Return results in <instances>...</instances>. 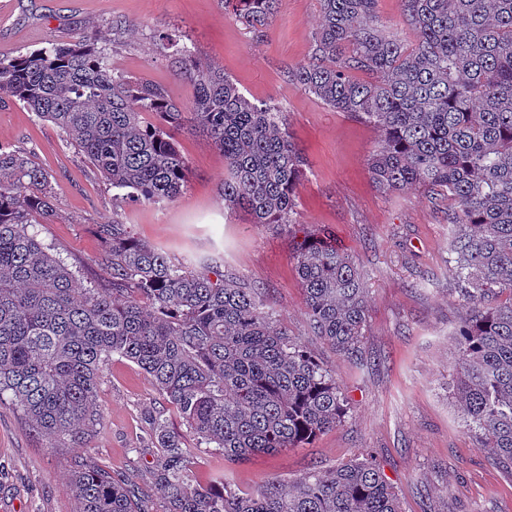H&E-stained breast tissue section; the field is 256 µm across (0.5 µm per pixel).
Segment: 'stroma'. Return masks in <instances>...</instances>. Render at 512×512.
I'll use <instances>...</instances> for the list:
<instances>
[{
  "instance_id": "stroma-1",
  "label": "stroma",
  "mask_w": 512,
  "mask_h": 512,
  "mask_svg": "<svg viewBox=\"0 0 512 512\" xmlns=\"http://www.w3.org/2000/svg\"><path fill=\"white\" fill-rule=\"evenodd\" d=\"M318 0H280L271 26L245 27L219 0H0V56L41 48L96 30L115 69L167 87L189 103L193 87L177 76L157 31H176L198 60L223 66L245 96L279 107L308 165L297 189V219L322 226L364 276L367 326L358 359L313 336L287 228L253 223L225 211L218 189L223 154L202 133L177 136L190 163L187 188L175 201L130 203L100 179L51 123L17 102L0 103V144L29 151L51 175L55 217L37 225L39 240L67 259L81 287L104 282L106 245L97 225L119 219L139 241L191 267L215 263L259 288L266 308L335 376L349 403L340 424L309 445L255 454L226 464L217 449L187 440L198 482L227 474L242 492L274 479L295 481L367 453L395 487L404 512H512V473L466 434L452 394L454 328L464 312L449 265L446 204L418 188L377 189L368 158L381 134L305 92L291 73L308 62ZM98 400L104 420L81 449L51 448L25 427L19 409L0 402V512H77L68 483L82 456L112 468L164 512L151 483L150 413L170 426L182 419L135 363L111 357Z\"/></svg>"
}]
</instances>
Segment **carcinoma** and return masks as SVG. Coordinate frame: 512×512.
Segmentation results:
<instances>
[{"label": "carcinoma", "instance_id": "obj_1", "mask_svg": "<svg viewBox=\"0 0 512 512\" xmlns=\"http://www.w3.org/2000/svg\"><path fill=\"white\" fill-rule=\"evenodd\" d=\"M278 2L221 0L254 30L271 25ZM319 4L311 60L293 79L380 130L369 158L379 189L418 187L448 201L450 262L466 308L454 333L453 395L481 447L512 471V0H401L411 45L380 19L378 0ZM157 39L193 84L186 105L113 69L91 31L0 57V103L52 123L132 203L183 193L189 161L174 132L198 128L224 154V209L297 226L306 159L283 113L251 102L223 67L201 63L168 32ZM53 196L44 168L0 145V401L17 400L48 447L82 448L100 427L97 392L113 355L146 372L190 435L230 464L298 448L342 421L348 402L336 378L235 274L191 268L114 219L98 225L108 292L76 287L65 260L30 232L53 221ZM293 259L313 335L357 355L367 296L352 258L316 228L303 230ZM150 439L165 512H402L369 454L241 495L226 478L196 482L184 434L160 413ZM69 484L79 512H149L124 479L82 457Z\"/></svg>", "mask_w": 512, "mask_h": 512}]
</instances>
